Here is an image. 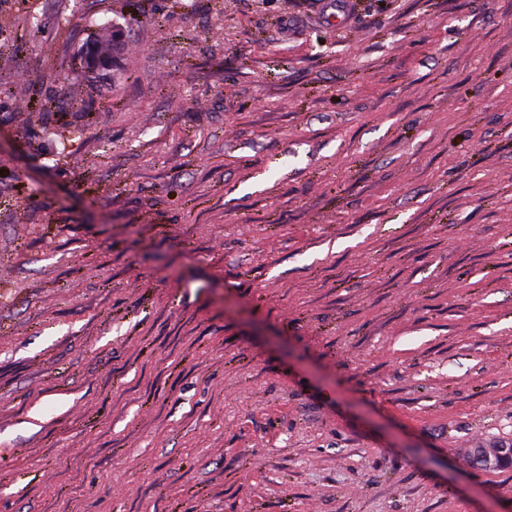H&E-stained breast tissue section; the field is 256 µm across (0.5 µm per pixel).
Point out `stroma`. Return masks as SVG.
I'll return each mask as SVG.
<instances>
[{
  "label": "stroma",
  "instance_id": "35a3bbf8",
  "mask_svg": "<svg viewBox=\"0 0 512 512\" xmlns=\"http://www.w3.org/2000/svg\"><path fill=\"white\" fill-rule=\"evenodd\" d=\"M497 440L512 0H0V512H512Z\"/></svg>",
  "mask_w": 512,
  "mask_h": 512
}]
</instances>
